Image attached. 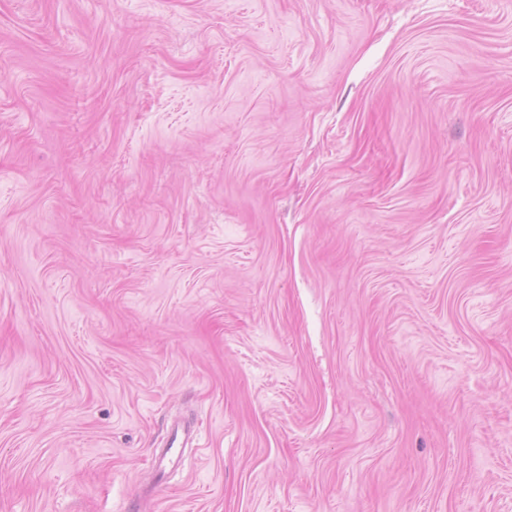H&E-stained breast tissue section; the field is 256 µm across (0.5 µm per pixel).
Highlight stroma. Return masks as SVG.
Listing matches in <instances>:
<instances>
[{
	"mask_svg": "<svg viewBox=\"0 0 512 512\" xmlns=\"http://www.w3.org/2000/svg\"><path fill=\"white\" fill-rule=\"evenodd\" d=\"M0 512H512V0H0ZM193 440V432L190 428L176 427L173 429L168 448L158 455H155V462L158 470L163 468L164 460L177 448H185Z\"/></svg>",
	"mask_w": 512,
	"mask_h": 512,
	"instance_id": "stroma-1",
	"label": "stroma"
}]
</instances>
